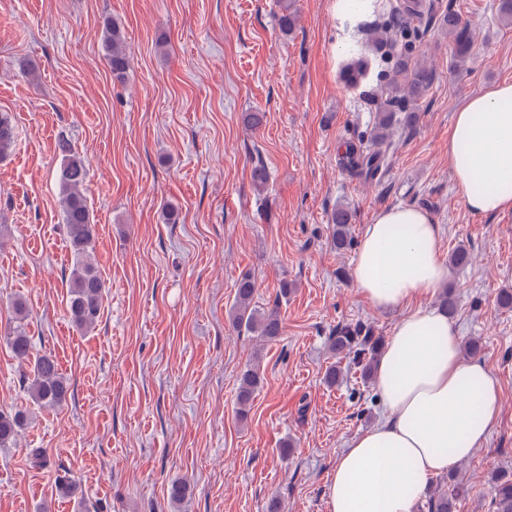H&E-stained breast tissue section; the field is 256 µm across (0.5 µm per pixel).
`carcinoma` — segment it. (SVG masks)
I'll use <instances>...</instances> for the list:
<instances>
[{"label": "carcinoma", "mask_w": 512, "mask_h": 512, "mask_svg": "<svg viewBox=\"0 0 512 512\" xmlns=\"http://www.w3.org/2000/svg\"><path fill=\"white\" fill-rule=\"evenodd\" d=\"M420 15V3L416 0H401L389 12V23L367 29L364 44L349 51L351 62L345 68L348 82L353 86L359 84L368 67V60L364 59L366 50L370 49L376 54H397L395 32L405 29L407 23L419 19ZM444 24L448 27V37L454 45L455 57L461 61L471 52L472 33L453 13L448 14ZM103 31L107 64L113 78L121 82L130 68L123 32L111 20L104 22ZM433 79V72L425 66L411 67L405 58L397 62L395 78L379 107L375 144L386 142L397 124L414 126L418 123L420 114L406 109V106L413 105L430 87ZM16 137L14 119L9 113L1 112L0 159L6 157ZM57 152L61 157L58 174L60 205L73 258L69 273V315L74 326L83 332L98 322L106 296V285L90 256L95 224L84 193L88 178L87 165L71 141L64 136L57 141ZM382 158L383 153L379 149L374 150L362 142L350 143L343 156V164L351 173L371 179L377 175ZM353 220L354 214L349 208H338L332 214L333 245L339 253L353 244L350 234ZM254 294V281L248 275L242 276L230 310L231 325L239 331L245 330L256 335L261 342L273 341L282 332L278 306L261 311L254 306ZM13 309L14 317L4 333V340L19 363L30 366V370L23 373L29 397L42 408L59 407L67 399L68 381L52 355L30 358L31 342L25 327L28 317L26 308L18 300L14 302ZM382 346L383 338L375 335L372 327L362 324L338 326L329 337L330 350L338 358H352L353 363L361 368L364 378L372 374ZM262 382L263 374L259 364H250L241 371L236 397L237 416L240 420L249 417L254 394ZM24 420L25 414L21 411H0V447L13 441ZM448 480L452 481L449 488L440 486L428 492L422 505L426 512H454V502L464 492L465 484L454 475L448 477ZM494 491V512H512V473L503 472L496 477Z\"/></svg>", "instance_id": "obj_1"}]
</instances>
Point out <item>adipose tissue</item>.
I'll return each instance as SVG.
<instances>
[{
    "instance_id": "ef3b65f1",
    "label": "adipose tissue",
    "mask_w": 512,
    "mask_h": 512,
    "mask_svg": "<svg viewBox=\"0 0 512 512\" xmlns=\"http://www.w3.org/2000/svg\"><path fill=\"white\" fill-rule=\"evenodd\" d=\"M448 169L470 212H512V82L457 107ZM441 236L428 213L401 204L378 210L364 229L354 288L402 316L373 371L381 416L337 455L327 512H417L432 480L473 457L500 419L497 378L462 359L454 321L428 303L448 279Z\"/></svg>"
}]
</instances>
